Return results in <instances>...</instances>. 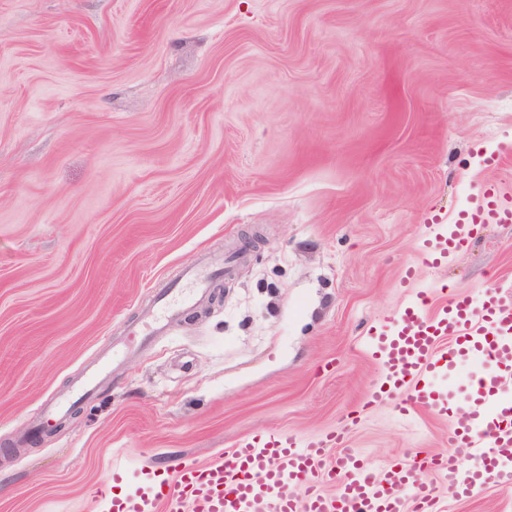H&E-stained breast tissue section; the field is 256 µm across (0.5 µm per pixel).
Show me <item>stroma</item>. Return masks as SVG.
<instances>
[{"mask_svg":"<svg viewBox=\"0 0 512 512\" xmlns=\"http://www.w3.org/2000/svg\"><path fill=\"white\" fill-rule=\"evenodd\" d=\"M487 180L512 199V0H0V512H98L113 466L346 425L406 268L512 286V224L420 260ZM243 246L221 293L37 428L160 289ZM457 422L385 403L350 445L381 465ZM428 481L447 512H512L496 484Z\"/></svg>","mask_w":512,"mask_h":512,"instance_id":"obj_1","label":"stroma"}]
</instances>
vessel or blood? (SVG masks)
Listing matches in <instances>:
<instances>
[{"label":"vessel or blood","mask_w":512,"mask_h":512,"mask_svg":"<svg viewBox=\"0 0 512 512\" xmlns=\"http://www.w3.org/2000/svg\"><path fill=\"white\" fill-rule=\"evenodd\" d=\"M512 201L493 184L472 196L456 223L434 225L421 250L423 264L437 268L463 249L477 225L511 224ZM215 266L188 268L182 282L160 290L141 324L65 398L42 410L43 418L90 399L113 362L207 296ZM366 348L383 382L371 403L394 402L400 415L415 411L444 417V375L467 364L483 367L470 383V405L448 438L450 452L410 462H365L343 434L303 440L258 428L225 454L201 462L181 457L173 477L151 469L137 478L113 467L110 482L96 491L107 512H434L424 481L442 476L452 498L480 495L488 484L512 489V398L499 382L512 370V290L490 285L468 296H449L447 285L417 291L383 324L372 326Z\"/></svg>","instance_id":"b4317fda"}]
</instances>
